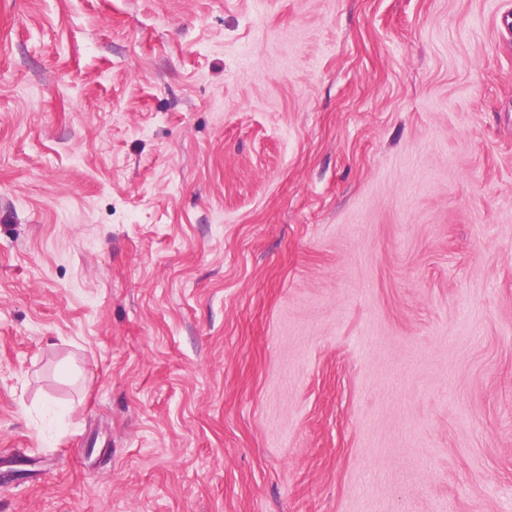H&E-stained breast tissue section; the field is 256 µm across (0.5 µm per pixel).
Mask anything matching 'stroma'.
<instances>
[{
	"mask_svg": "<svg viewBox=\"0 0 512 512\" xmlns=\"http://www.w3.org/2000/svg\"><path fill=\"white\" fill-rule=\"evenodd\" d=\"M0 512H512V0H0Z\"/></svg>",
	"mask_w": 512,
	"mask_h": 512,
	"instance_id": "35a3bbf8",
	"label": "stroma"
}]
</instances>
